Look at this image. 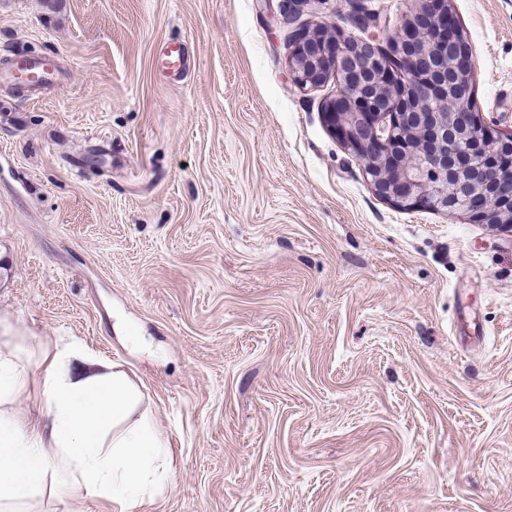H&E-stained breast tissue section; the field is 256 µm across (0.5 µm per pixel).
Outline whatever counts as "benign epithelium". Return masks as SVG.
Instances as JSON below:
<instances>
[{"instance_id": "obj_1", "label": "benign epithelium", "mask_w": 512, "mask_h": 512, "mask_svg": "<svg viewBox=\"0 0 512 512\" xmlns=\"http://www.w3.org/2000/svg\"><path fill=\"white\" fill-rule=\"evenodd\" d=\"M349 22L367 30L376 16L349 0ZM336 25L299 27L289 62L302 89L341 73L324 112L330 128L357 158L371 189L398 204L430 200L479 224H512V170L496 157L512 149L469 109L473 60L455 28L448 0H410L396 32L383 38L343 39ZM409 143L392 140V128Z\"/></svg>"}]
</instances>
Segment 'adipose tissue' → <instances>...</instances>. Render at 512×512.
Segmentation results:
<instances>
[{
	"label": "adipose tissue",
	"instance_id": "ef3b65f1",
	"mask_svg": "<svg viewBox=\"0 0 512 512\" xmlns=\"http://www.w3.org/2000/svg\"><path fill=\"white\" fill-rule=\"evenodd\" d=\"M24 351L0 345V512L45 487L64 512L94 499L133 512L173 477L169 443L117 364L71 344L42 349L41 408L30 417L17 408L28 385Z\"/></svg>",
	"mask_w": 512,
	"mask_h": 512
}]
</instances>
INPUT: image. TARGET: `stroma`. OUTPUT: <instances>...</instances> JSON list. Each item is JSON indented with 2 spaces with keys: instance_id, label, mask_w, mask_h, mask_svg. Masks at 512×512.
Here are the masks:
<instances>
[{
  "instance_id": "1",
  "label": "stroma",
  "mask_w": 512,
  "mask_h": 512,
  "mask_svg": "<svg viewBox=\"0 0 512 512\" xmlns=\"http://www.w3.org/2000/svg\"><path fill=\"white\" fill-rule=\"evenodd\" d=\"M0 0V324L140 386L138 512H512V227L374 194L292 80L346 0ZM512 134V0H449ZM183 40L190 70H160ZM56 64L17 85L28 49ZM140 344H131L126 330Z\"/></svg>"
}]
</instances>
